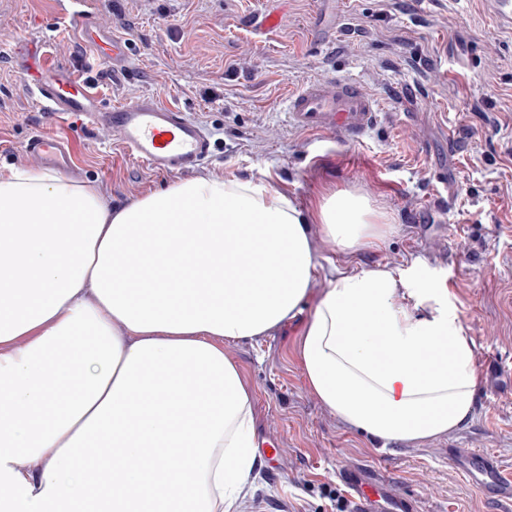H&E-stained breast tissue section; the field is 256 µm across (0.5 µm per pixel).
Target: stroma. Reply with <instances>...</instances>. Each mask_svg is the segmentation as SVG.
I'll return each instance as SVG.
<instances>
[{
    "instance_id": "obj_1",
    "label": "stroma",
    "mask_w": 512,
    "mask_h": 512,
    "mask_svg": "<svg viewBox=\"0 0 512 512\" xmlns=\"http://www.w3.org/2000/svg\"><path fill=\"white\" fill-rule=\"evenodd\" d=\"M0 0V166H36L39 134L70 144L72 180H93L127 203L184 173H156L128 156L111 129L60 124L24 90L17 53L32 38L51 60L92 80L104 107L147 94L206 129L211 153L194 176L268 178L301 204L351 189L384 211L374 246L343 250L313 234L314 292L333 272L416 273L448 291L473 342L480 384L471 421L417 443L371 442L310 392L300 349L311 314L224 354L253 393L258 453L235 512H347L342 469L377 470L418 512H506L465 479L452 452L488 450L512 475V24L491 0ZM279 22L264 29L261 16ZM127 37L130 67L113 70L86 46L73 15ZM252 63L239 64L243 47ZM358 80L382 105L356 143L288 126L291 90L328 74Z\"/></svg>"
}]
</instances>
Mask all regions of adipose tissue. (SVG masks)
Masks as SVG:
<instances>
[{"label":"adipose tissue","instance_id":"obj_1","mask_svg":"<svg viewBox=\"0 0 512 512\" xmlns=\"http://www.w3.org/2000/svg\"><path fill=\"white\" fill-rule=\"evenodd\" d=\"M315 224L344 249L388 226L347 189L302 206L262 180L197 177L117 206L93 181L0 169V512H233L256 441L224 343L305 303ZM145 266L167 275L140 280ZM301 355L320 402L370 440L435 438L472 416V340L423 280L334 275ZM145 448L174 449L180 479L134 466Z\"/></svg>","mask_w":512,"mask_h":512}]
</instances>
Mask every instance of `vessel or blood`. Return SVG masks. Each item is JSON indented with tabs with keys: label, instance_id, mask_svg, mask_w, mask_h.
Segmentation results:
<instances>
[{
	"label": "vessel or blood",
	"instance_id": "vessel-or-blood-1",
	"mask_svg": "<svg viewBox=\"0 0 512 512\" xmlns=\"http://www.w3.org/2000/svg\"><path fill=\"white\" fill-rule=\"evenodd\" d=\"M77 30L113 69L128 68L131 44L126 37L92 27L85 18L75 22ZM25 90L48 111L83 116L90 125L112 129L124 150L148 168L162 173L194 168L208 157L210 140L200 124L180 109L155 97H143L132 107L105 108L89 83L70 69L50 64L40 40L28 41L20 50ZM379 104L355 79L330 76L306 83L288 96L287 119L297 128L326 132L350 143L374 125ZM30 152L55 171L68 169L71 152L67 142L38 135L29 143ZM455 467L470 481L499 489L512 502V478L503 477L491 454L473 450L453 457ZM341 480L354 492L353 512H378L382 487L379 478L344 470Z\"/></svg>",
	"mask_w": 512,
	"mask_h": 512
}]
</instances>
